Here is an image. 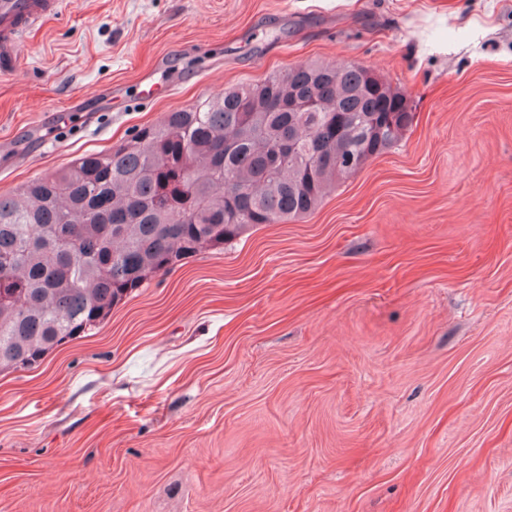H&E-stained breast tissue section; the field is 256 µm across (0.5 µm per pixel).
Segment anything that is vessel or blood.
Instances as JSON below:
<instances>
[{"label":"vessel or blood","mask_w":512,"mask_h":512,"mask_svg":"<svg viewBox=\"0 0 512 512\" xmlns=\"http://www.w3.org/2000/svg\"><path fill=\"white\" fill-rule=\"evenodd\" d=\"M61 6V0H0V59L17 60L24 34Z\"/></svg>","instance_id":"obj_1"}]
</instances>
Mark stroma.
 I'll return each instance as SVG.
<instances>
[{"label":"stroma","instance_id":"1","mask_svg":"<svg viewBox=\"0 0 512 512\" xmlns=\"http://www.w3.org/2000/svg\"><path fill=\"white\" fill-rule=\"evenodd\" d=\"M311 59L402 140L0 373V512H512V0H67L0 69V194Z\"/></svg>","mask_w":512,"mask_h":512}]
</instances>
